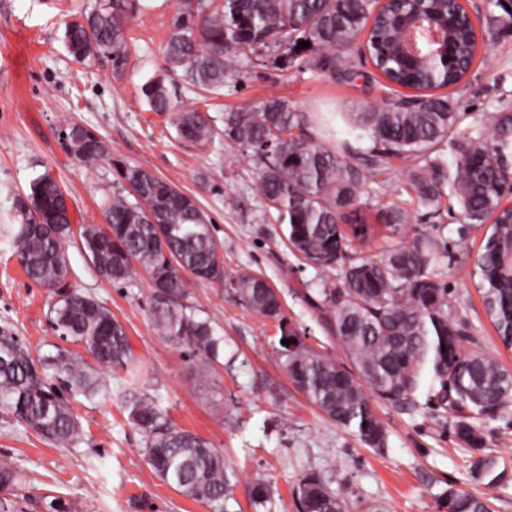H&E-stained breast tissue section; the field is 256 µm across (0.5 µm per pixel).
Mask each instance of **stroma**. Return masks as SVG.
Segmentation results:
<instances>
[{
    "mask_svg": "<svg viewBox=\"0 0 512 512\" xmlns=\"http://www.w3.org/2000/svg\"><path fill=\"white\" fill-rule=\"evenodd\" d=\"M97 0H0V224L17 223L15 211L29 181L50 172L66 194L75 221L99 224L103 207L119 184L117 169L138 165L196 197L210 216L227 276L263 277L282 299L286 317L306 344L345 362L316 307L319 275L281 241L275 212L256 188L255 163L236 145L200 149L181 142L167 115L149 111L140 87L166 73L163 46L174 0H141L131 21L123 78L112 75L107 57L80 64L63 43L64 22ZM487 58L477 59L449 95L458 105L459 128L475 139L490 136L502 109L512 110V26L499 28ZM277 94L307 112H360L379 103V89L364 80L349 84L313 71L294 73L251 68L246 80L209 101L223 117ZM76 123L110 147L107 159L80 163L58 138ZM368 180L379 196L397 195L411 216L399 229L409 238L423 232L436 240L441 259L435 274L447 283L451 313L466 322V347L496 358L512 370V348L503 345L487 316L470 271L485 232L462 224L456 200L439 214L418 205L400 171ZM67 288L92 294L125 326L140 382L170 420L224 452L238 481L226 512H296L292 492L305 472H321L348 502L350 512L378 503L388 512H443L442 493L456 487L489 499L493 512H512V417L486 420L485 451L504 472L496 485L476 478L453 433V421L434 401L414 408L378 403L387 431L383 450L363 447L350 432L313 407L275 360L279 331L235 303L220 282L193 290L192 303L211 318L224 338L218 362L198 374L188 355L156 333L145 280L113 284L102 278L77 245L67 251ZM55 299L20 270L10 241L0 239V327L11 329L31 352L46 354L56 336L48 310ZM112 399L74 404L81 436L67 447L46 442L0 409V458L26 480L24 512H46L51 493L74 501L83 512H210L155 476L143 455L144 442L126 421L116 394L122 371L104 370ZM265 480L274 491L263 507L251 504V487Z\"/></svg>",
    "mask_w": 512,
    "mask_h": 512,
    "instance_id": "obj_1",
    "label": "stroma"
}]
</instances>
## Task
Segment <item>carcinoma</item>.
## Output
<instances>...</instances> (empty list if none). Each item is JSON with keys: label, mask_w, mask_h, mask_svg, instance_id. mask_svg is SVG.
I'll return each mask as SVG.
<instances>
[{"label": "carcinoma", "mask_w": 512, "mask_h": 512, "mask_svg": "<svg viewBox=\"0 0 512 512\" xmlns=\"http://www.w3.org/2000/svg\"><path fill=\"white\" fill-rule=\"evenodd\" d=\"M424 7L448 20V56L456 64L406 56L401 11L376 12L372 0H176L164 46L166 70L192 90L211 92L244 81V64L253 61L266 69L368 81L371 76L354 68L350 54L355 41L366 37L390 99L357 113L346 138L333 144L316 137L310 115L275 94L224 113L222 129L224 141L241 147L258 166V190L277 213L288 249L320 273L319 310L355 370L306 345L286 318L279 293L263 278L242 273L229 294L277 322L280 339L290 344L279 345L276 362L313 405L361 444L385 446L376 402L415 407L425 392L451 414L455 437L475 455V475L493 484L500 477L498 461L484 453L476 423L512 412V372L465 348L468 329L452 317L448 288L434 274L438 244L417 233L376 256H359L354 247L374 239L375 228L365 223L368 208L393 232L407 223L404 201L396 196L383 202L365 188L368 178L387 170L390 159L406 161L402 175L421 206L436 213L448 193L465 223L488 225L471 275L500 340L512 346V207L502 195L512 175V113L503 111L489 140L474 142L460 133L451 98L437 93L462 84L486 49L481 29L512 25V11L504 18L486 16L476 26L457 0L451 6L448 0H426ZM140 9L139 0H100L65 22L67 51L78 63L110 55L113 74L121 76L127 22ZM301 41L309 47L298 51ZM400 87L413 91L412 98L399 95ZM140 97L150 111L168 115L181 140L198 148L213 143L212 117L179 100L163 78L146 80ZM62 132L68 153L82 163L109 155L107 144L81 125L72 123ZM363 141L369 147H359ZM441 144L454 156L453 164L432 156ZM119 176L104 207L105 224L80 228L81 248L110 283L131 282L144 271L158 336L188 352L204 371L218 359L224 337L188 298L195 283L225 280L211 220L195 197L147 169L128 165ZM17 214L18 225L0 224V237H11L31 281L59 287L69 275L66 245L73 229L64 194L49 173L30 181ZM49 320L59 338L81 344L98 365L126 371L120 401L128 423L144 438L154 474L183 496L224 512L235 471L221 449L174 427L158 401L136 386L124 325L79 290L61 294ZM76 397L106 400L111 390L82 357L62 347L34 357L10 331L0 330V403L16 421L52 444L68 445L80 434L69 402ZM22 489L20 471L1 461L0 492L23 498ZM252 500L266 506L271 486L256 481ZM294 504L297 512H347L344 497L313 471L300 479ZM441 504L445 512H491L488 499L452 487L441 495Z\"/></svg>", "instance_id": "obj_1"}]
</instances>
